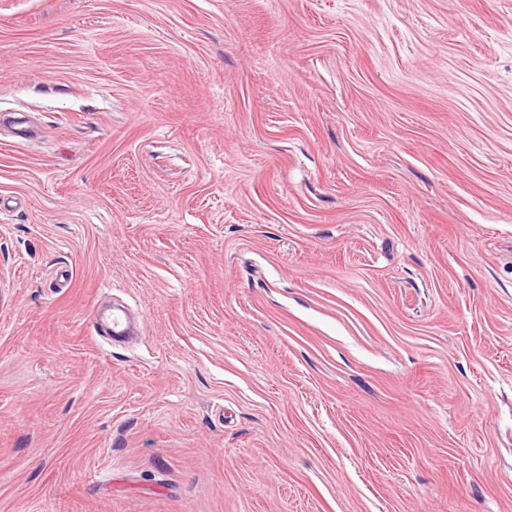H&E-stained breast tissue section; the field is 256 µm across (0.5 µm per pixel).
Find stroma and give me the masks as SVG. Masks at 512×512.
<instances>
[{
  "instance_id": "1",
  "label": "stroma",
  "mask_w": 512,
  "mask_h": 512,
  "mask_svg": "<svg viewBox=\"0 0 512 512\" xmlns=\"http://www.w3.org/2000/svg\"><path fill=\"white\" fill-rule=\"evenodd\" d=\"M1 112L0 512H512V0H0Z\"/></svg>"
}]
</instances>
